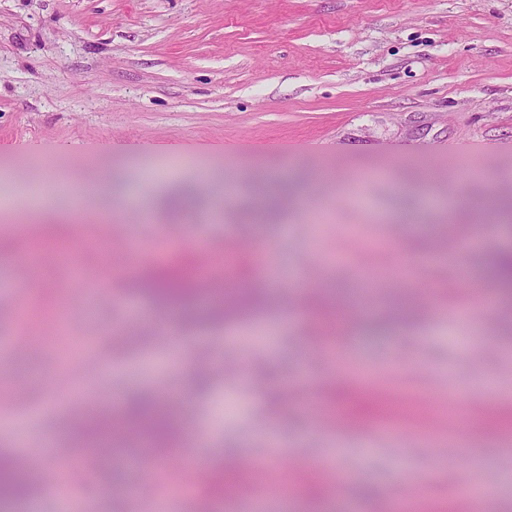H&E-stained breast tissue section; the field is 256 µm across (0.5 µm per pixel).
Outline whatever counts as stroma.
<instances>
[{
	"instance_id": "1",
	"label": "stroma",
	"mask_w": 512,
	"mask_h": 512,
	"mask_svg": "<svg viewBox=\"0 0 512 512\" xmlns=\"http://www.w3.org/2000/svg\"><path fill=\"white\" fill-rule=\"evenodd\" d=\"M301 193L284 225L246 226L253 185L282 179ZM193 184L192 224L155 202L172 182ZM53 187L68 227L101 241L71 251L94 291L67 268L32 279L23 240L37 234L35 201L1 217L18 247L0 251V449L24 466L79 469L69 488L39 484V512H194L198 461L292 453L263 486L215 501V512H398L431 499L470 512L464 487L493 491L487 512H512V327L497 288L473 296L487 253L512 247V0H0V183ZM483 203L463 268L430 265L427 312L377 339L367 314L327 340L303 306L311 287L343 276L355 290L387 288L397 253L443 241L448 213ZM141 260L166 248L269 241L278 302L259 325L199 324L172 342L182 307L130 298L134 268L110 263L127 240ZM30 281L35 325L4 291ZM207 366L199 396L191 375ZM369 372L402 397L462 395L452 421L407 416L351 427L320 417L318 379ZM177 407L190 449L180 477L145 473L133 434L105 455L66 432L89 403L122 413L135 393ZM283 401L269 412L271 392ZM345 471L339 495L312 503L296 491L312 463Z\"/></svg>"
}]
</instances>
